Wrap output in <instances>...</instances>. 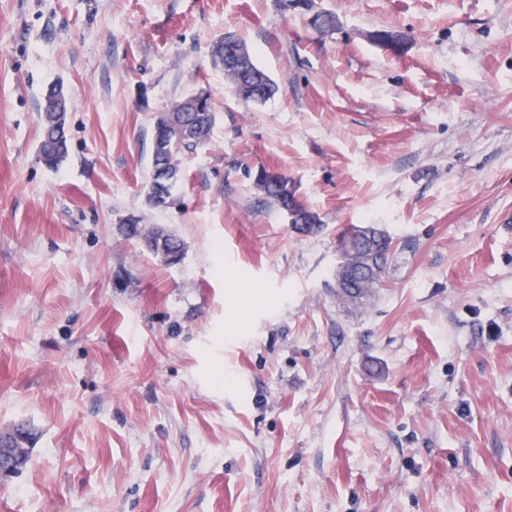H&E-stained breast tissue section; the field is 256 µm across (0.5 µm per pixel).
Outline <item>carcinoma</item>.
Wrapping results in <instances>:
<instances>
[{
	"label": "carcinoma",
	"instance_id": "cac0c4a2",
	"mask_svg": "<svg viewBox=\"0 0 512 512\" xmlns=\"http://www.w3.org/2000/svg\"><path fill=\"white\" fill-rule=\"evenodd\" d=\"M228 39L247 56L252 77L242 75L224 62V41ZM213 55L216 63L224 68V73L232 81L235 93L241 100L263 102L274 94L276 90L274 81L256 64L253 53L235 35L225 34L224 39L216 43ZM194 101L195 96L190 95L176 104L175 120L167 121L169 113L165 112L155 121L151 153L152 176L148 199L157 208L167 206L173 187L180 179L178 157L205 142L215 124V113L210 105L203 112L182 111V108ZM42 132L48 133V138L40 140L39 154L45 164L56 167L68 154L67 137L65 129L59 130L55 127L54 113L47 106L43 109ZM256 185L271 203L279 210L288 213L289 223L297 230L303 233L319 231L321 225L318 224L317 217L298 200L294 185L288 178L279 175L274 180H258ZM124 230L128 237L141 240L150 252L163 259L172 249L183 250L181 242L163 228H154L144 234L138 221L132 219L124 225ZM370 292L371 287L364 281L355 279L351 285L341 290L340 296L357 300Z\"/></svg>",
	"mask_w": 512,
	"mask_h": 512
}]
</instances>
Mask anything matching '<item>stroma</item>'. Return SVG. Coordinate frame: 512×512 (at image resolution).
Segmentation results:
<instances>
[{"instance_id":"35a3bbf8","label":"stroma","mask_w":512,"mask_h":512,"mask_svg":"<svg viewBox=\"0 0 512 512\" xmlns=\"http://www.w3.org/2000/svg\"><path fill=\"white\" fill-rule=\"evenodd\" d=\"M227 32L265 102L215 64ZM199 91L215 125L153 207L154 122ZM354 224L394 242L356 303ZM19 424L8 512H512V0H0V432ZM230 39L235 46L242 50L247 56L253 79L243 76L238 70L228 66L224 62V41ZM213 55L216 63L224 68V73L232 81L236 95L245 102H263L269 99L275 92L276 86L270 76L261 69L255 62L253 53L238 37L233 34L227 33L224 38L218 41L214 47ZM265 87L269 92H265ZM42 136L39 144V154L45 164L50 167L58 166L68 154L67 137L65 128L57 129L54 123V113L49 107L45 106L42 113ZM48 131V138L45 139V133ZM60 131L58 139L54 135ZM40 157V158H41ZM256 185L271 203L288 214L289 223L297 230L302 233L319 231L321 225L317 217L298 200L294 185L288 178L278 174L274 180L261 181L258 175ZM137 220L131 219L124 225L125 233L130 238L141 240L145 247L155 255H159L167 264L166 256L172 249L183 252L181 242L163 228H154L143 234ZM350 231V228L341 236L345 237ZM365 225H355L352 228V232L346 236L345 238H340L339 240V252L341 258L343 259L342 263L339 265L336 278L339 282H343L344 279L349 280L353 275L360 274V269L363 270L364 274L368 273L367 268L361 266L358 262H355L354 257L359 253L357 250L364 244L367 240L372 238L371 232H368L369 239L365 237ZM350 257L353 263V266L359 270L354 271L351 267L346 266V258Z\"/></svg>"}]
</instances>
